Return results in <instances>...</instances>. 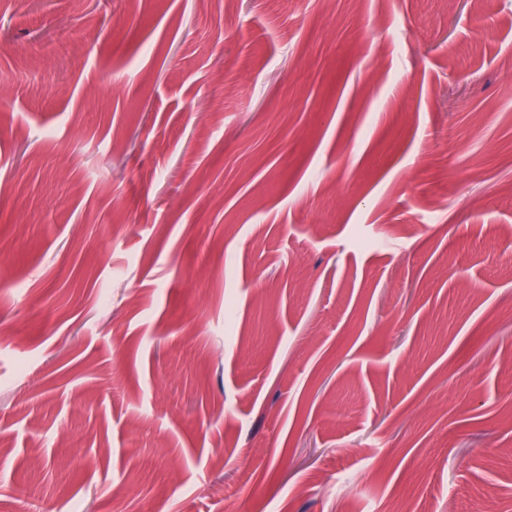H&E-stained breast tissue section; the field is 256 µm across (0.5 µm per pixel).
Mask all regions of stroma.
<instances>
[{
  "instance_id": "35a3bbf8",
  "label": "stroma",
  "mask_w": 512,
  "mask_h": 512,
  "mask_svg": "<svg viewBox=\"0 0 512 512\" xmlns=\"http://www.w3.org/2000/svg\"><path fill=\"white\" fill-rule=\"evenodd\" d=\"M512 512V0H0V512Z\"/></svg>"
}]
</instances>
